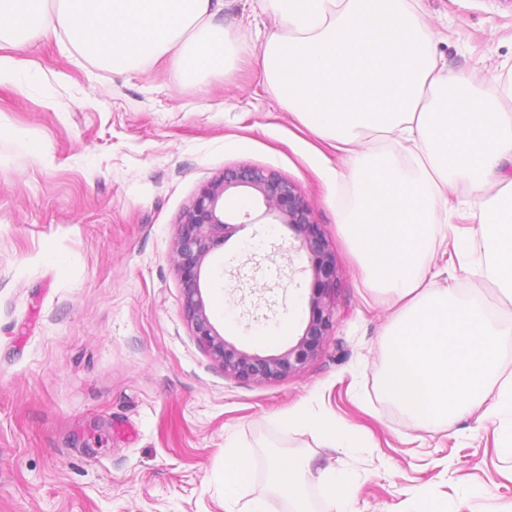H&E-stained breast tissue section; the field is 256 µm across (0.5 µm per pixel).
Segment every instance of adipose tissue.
<instances>
[{"instance_id": "ef3b65f1", "label": "adipose tissue", "mask_w": 512, "mask_h": 512, "mask_svg": "<svg viewBox=\"0 0 512 512\" xmlns=\"http://www.w3.org/2000/svg\"><path fill=\"white\" fill-rule=\"evenodd\" d=\"M280 22L261 46L265 81L280 107L346 155L353 205L346 233L370 287L391 293L399 313L388 340L379 391L413 420L437 425L481 407L487 419L512 405V320L477 299H457L430 272L428 230L436 210L453 214L444 189L457 180L475 191L499 189L473 214L488 275L512 298V83L499 98L467 88L432 62L409 0H265ZM215 0H0V46L28 48L47 29L65 33L110 69L130 70L169 58L176 77L230 68L236 45L214 23ZM407 145L410 167L391 156L354 150L361 134ZM501 397L488 401L489 384ZM268 475L293 512L306 469L298 458L270 455ZM251 453L224 448V501L235 503L254 481Z\"/></svg>"}]
</instances>
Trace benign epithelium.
<instances>
[{
    "label": "benign epithelium",
    "mask_w": 512,
    "mask_h": 512,
    "mask_svg": "<svg viewBox=\"0 0 512 512\" xmlns=\"http://www.w3.org/2000/svg\"><path fill=\"white\" fill-rule=\"evenodd\" d=\"M243 194L255 208L228 215L226 197ZM247 224H284L297 244L292 249L315 258L312 275L319 283L336 280V258L327 237L315 223L308 202L292 182L259 167L242 166L203 185L183 212L174 245V259L181 274L182 309L193 336L224 374L248 382L279 381L301 372L318 357L336 321V297L332 288H317L311 297L312 315L297 342L282 354L259 356L227 341L211 321L200 284L201 270L209 255Z\"/></svg>",
    "instance_id": "obj_1"
}]
</instances>
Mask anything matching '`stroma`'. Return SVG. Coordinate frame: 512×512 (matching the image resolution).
<instances>
[{
    "instance_id": "stroma-1",
    "label": "stroma",
    "mask_w": 512,
    "mask_h": 512,
    "mask_svg": "<svg viewBox=\"0 0 512 512\" xmlns=\"http://www.w3.org/2000/svg\"><path fill=\"white\" fill-rule=\"evenodd\" d=\"M214 17L243 40L233 67L176 78L168 59L119 74L59 32L20 51L0 81V512H246L266 489L269 454L308 467L305 495L324 507L320 474L352 476L355 512H512V416L470 413L432 427L385 400L392 297L368 288L342 230L345 156L268 90L260 35L279 22L260 0H222ZM438 68L489 94L512 81V0H411ZM40 145L42 157L32 153ZM255 166L294 183L336 254V324L306 369L270 383L224 374L182 314L173 261L178 223L224 169ZM452 218L429 240L438 287L476 296L503 319L512 301L457 247L479 250L468 183L449 185ZM285 225L250 224L207 260L203 293L224 337L259 355L293 345L311 316L307 253ZM288 322L285 338L270 332ZM301 407L361 436L325 447L276 417ZM255 457V481L224 505V443Z\"/></svg>"
}]
</instances>
